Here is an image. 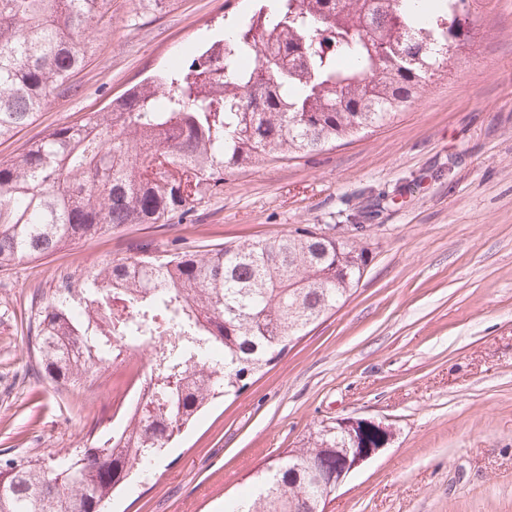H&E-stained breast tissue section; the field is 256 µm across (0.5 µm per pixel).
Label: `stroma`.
Segmentation results:
<instances>
[{
  "mask_svg": "<svg viewBox=\"0 0 512 512\" xmlns=\"http://www.w3.org/2000/svg\"><path fill=\"white\" fill-rule=\"evenodd\" d=\"M112 19L79 72L14 140L100 111L157 70L217 46L249 0H168ZM474 38L451 47L415 103L352 142L300 159L233 170L198 223L128 224L0 271V459L82 449L110 433L96 390L58 387L32 369L35 292L80 284L132 247L161 256L305 224L346 235L371 212V261L351 297L237 398L217 399L155 463L151 481L112 512H224L257 470L337 416L390 424L391 443L351 474L325 512H512V0H479Z\"/></svg>",
  "mask_w": 512,
  "mask_h": 512,
  "instance_id": "stroma-1",
  "label": "stroma"
}]
</instances>
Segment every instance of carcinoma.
<instances>
[{"label":"carcinoma","mask_w":512,"mask_h":512,"mask_svg":"<svg viewBox=\"0 0 512 512\" xmlns=\"http://www.w3.org/2000/svg\"><path fill=\"white\" fill-rule=\"evenodd\" d=\"M416 11L418 0H262L232 40L172 65L101 112L58 127L0 163V268L49 256L125 224H166L259 161L294 159L379 127L427 85L438 56L474 37L470 0ZM112 0H0V141L32 124L74 74ZM352 237L315 224L269 238L98 266L38 307L37 372L76 387L112 341L178 336L155 353L153 396L115 439L0 464V512H106L136 456L153 457L217 395H237L349 296L369 262V214ZM351 437L333 424L250 478L229 512H324Z\"/></svg>","instance_id":"carcinoma-1"}]
</instances>
